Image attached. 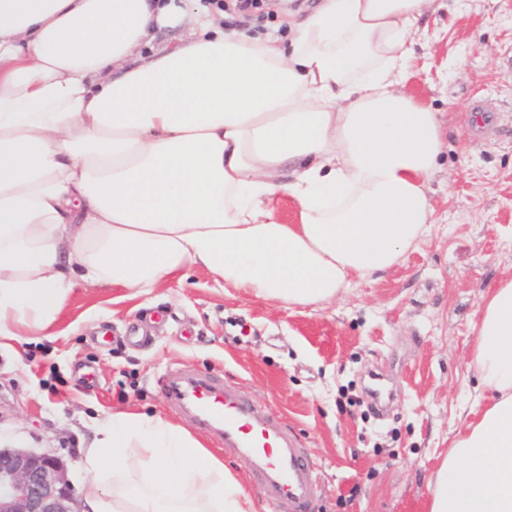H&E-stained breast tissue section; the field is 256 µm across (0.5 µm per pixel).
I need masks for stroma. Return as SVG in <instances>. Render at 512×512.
<instances>
[{
    "label": "stroma",
    "mask_w": 512,
    "mask_h": 512,
    "mask_svg": "<svg viewBox=\"0 0 512 512\" xmlns=\"http://www.w3.org/2000/svg\"><path fill=\"white\" fill-rule=\"evenodd\" d=\"M319 0L272 8L246 34L288 41ZM400 91L439 112L444 148L427 234L403 261L317 307H287L204 268L150 293L82 288L51 338L0 349V448L52 451L74 487L96 423L115 409L182 425L234 472L259 512H286L251 483L162 382L192 372L288 418L316 465L312 512H425L429 483L480 390L471 365L482 292L512 277V0H432ZM497 111L477 136L472 98ZM394 389L375 415L370 372Z\"/></svg>",
    "instance_id": "stroma-1"
}]
</instances>
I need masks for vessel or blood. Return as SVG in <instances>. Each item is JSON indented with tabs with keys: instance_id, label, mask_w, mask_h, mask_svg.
Returning a JSON list of instances; mask_svg holds the SVG:
<instances>
[{
	"instance_id": "b4317fda",
	"label": "vessel or blood",
	"mask_w": 512,
	"mask_h": 512,
	"mask_svg": "<svg viewBox=\"0 0 512 512\" xmlns=\"http://www.w3.org/2000/svg\"><path fill=\"white\" fill-rule=\"evenodd\" d=\"M163 388L201 428L217 432L269 501L308 512L317 491L315 466L282 416L239 387L207 378L180 375Z\"/></svg>"
}]
</instances>
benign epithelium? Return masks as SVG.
Listing matches in <instances>:
<instances>
[{
	"label": "benign epithelium",
	"instance_id": "7a95c632",
	"mask_svg": "<svg viewBox=\"0 0 512 512\" xmlns=\"http://www.w3.org/2000/svg\"><path fill=\"white\" fill-rule=\"evenodd\" d=\"M0 512L82 510L60 458L24 448H0Z\"/></svg>",
	"mask_w": 512,
	"mask_h": 512
}]
</instances>
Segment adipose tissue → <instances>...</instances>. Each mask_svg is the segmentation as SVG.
Here are the masks:
<instances>
[{
    "label": "adipose tissue",
    "instance_id": "adipose-tissue-1",
    "mask_svg": "<svg viewBox=\"0 0 512 512\" xmlns=\"http://www.w3.org/2000/svg\"><path fill=\"white\" fill-rule=\"evenodd\" d=\"M428 2L321 0L285 46L200 0H0V347L54 336L79 288L147 293L200 266L317 306L398 263L432 222L441 148L436 113L395 89ZM475 329L484 392L427 512H512V278ZM95 434L86 512H258L183 426L117 411Z\"/></svg>",
    "mask_w": 512,
    "mask_h": 512
}]
</instances>
